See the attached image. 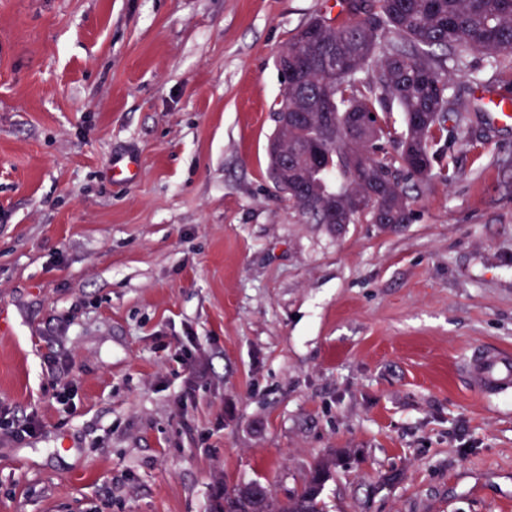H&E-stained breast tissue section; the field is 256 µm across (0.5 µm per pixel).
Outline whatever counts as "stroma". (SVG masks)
Masks as SVG:
<instances>
[{"mask_svg": "<svg viewBox=\"0 0 512 512\" xmlns=\"http://www.w3.org/2000/svg\"><path fill=\"white\" fill-rule=\"evenodd\" d=\"M329 0H0V512H211L336 466L327 512H512V126L448 121L397 232L267 173L282 45ZM512 97V55H464ZM134 153L139 176L112 160ZM68 368L58 377L48 363ZM464 373L478 396L508 393L512 388L511 353L475 349L464 364Z\"/></svg>", "mask_w": 512, "mask_h": 512, "instance_id": "35a3bbf8", "label": "stroma"}]
</instances>
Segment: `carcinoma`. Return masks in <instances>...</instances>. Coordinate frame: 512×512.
Here are the masks:
<instances>
[{
    "instance_id": "1",
    "label": "carcinoma",
    "mask_w": 512,
    "mask_h": 512,
    "mask_svg": "<svg viewBox=\"0 0 512 512\" xmlns=\"http://www.w3.org/2000/svg\"><path fill=\"white\" fill-rule=\"evenodd\" d=\"M353 19L344 24L321 23V36L336 44L347 58L334 72L309 69L302 87L288 75V89L276 111L327 112L332 130L305 122L288 131V140L317 142L319 156L299 152L297 168L312 174V205L294 211L302 224H322L326 212L349 204V191L372 190L395 213L389 219L396 230L412 221L410 198L400 176L424 181L432 175L437 134L446 129L448 115L457 121L481 108L450 94L451 74L446 61L459 65L463 54L478 52L490 63L512 53V0H354ZM310 25L299 29L280 52L295 62L312 51ZM386 50H381L385 38ZM403 114L404 128L390 124L393 111ZM363 157L361 182L349 180V155ZM327 477L317 473L304 488L279 501L262 496L256 482L224 489L228 512H324L321 494Z\"/></svg>"
}]
</instances>
